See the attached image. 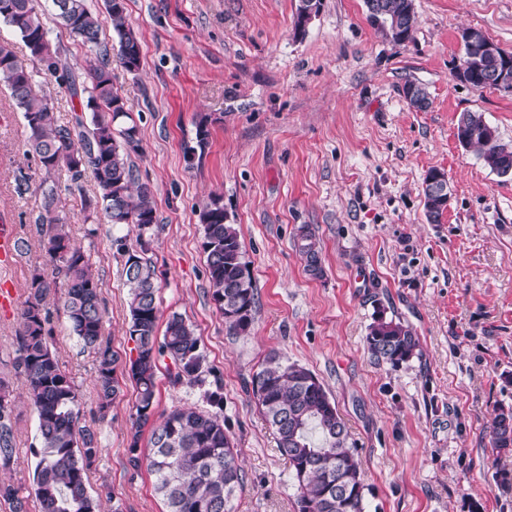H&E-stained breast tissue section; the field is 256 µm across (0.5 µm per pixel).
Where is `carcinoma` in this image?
<instances>
[{
  "label": "carcinoma",
  "mask_w": 512,
  "mask_h": 512,
  "mask_svg": "<svg viewBox=\"0 0 512 512\" xmlns=\"http://www.w3.org/2000/svg\"><path fill=\"white\" fill-rule=\"evenodd\" d=\"M380 5V20L369 22L395 42L407 40L416 15L414 0H365ZM56 19L71 37L97 49L88 61L86 76L73 70L61 50L53 49L40 21L34 0H0V21L21 37L33 67H28L7 43H0V84L10 90L23 113L27 153L38 162L42 175L40 212L36 219L51 273L36 270L28 283V295L20 316L22 330L16 336L14 368L23 378L37 416L40 451L33 490L0 480V505L8 512H29L35 497L38 512H102L101 496L88 488V472L101 453L97 432L80 425L81 412L74 381L63 369L50 346L53 313L50 300L63 295L70 328L83 349L96 356V405L98 420L108 416L119 391L117 366L136 387L128 462L134 469L146 466L154 491L166 512H231L235 493L244 486L238 452L224 429L223 393L206 394L213 411L175 408L152 427L151 451L140 452L143 428L154 421L158 405L157 374L161 362L173 385L202 382L199 339L185 318L174 313L159 330L155 266L144 259L147 240L157 223L149 188L138 183L130 162L141 151L139 126L131 121L123 99L114 91L110 50L101 40L103 28L118 39L119 63L129 72L141 64V46L127 23L126 0H104V11L91 10L86 0H59ZM460 58L463 70L456 78L482 90L492 87L490 73L501 64L502 53L484 50L487 39L480 30H462ZM54 76L78 102L80 115L71 124H60L48 99L33 84V70ZM410 107L423 111L430 105L426 88L408 81L402 88ZM459 143L478 152L484 165L500 176H512V146L500 142L496 130L480 112H463L457 120ZM69 173L68 191L81 196L83 211L103 210L113 225H134L139 249L114 240L125 258V285L130 315L129 356L120 361L111 341L103 334L104 309L98 280L84 249L73 244L58 214L57 193L52 184L56 170ZM92 175L98 193L84 190ZM441 170H428L422 183L427 221L435 222L447 208L445 200L430 192ZM204 229L206 275L211 300L224 317L231 335L251 330L256 315L257 290L247 270L245 253L235 225L228 222L224 206L213 200L200 213ZM296 247L307 271L323 273L321 253L312 230L303 226ZM366 349L379 362L398 367L410 361L419 347L413 328L399 318L378 311L365 338ZM252 395L274 429L278 450L288 459L298 484V512H365V484L358 455L324 385L309 369L272 354L252 376ZM7 383L0 378V471L7 472L16 454L15 422ZM490 444L501 452L512 448V408L499 407L490 425Z\"/></svg>",
  "instance_id": "cac0c4a2"
}]
</instances>
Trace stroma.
Instances as JSON below:
<instances>
[{
    "mask_svg": "<svg viewBox=\"0 0 512 512\" xmlns=\"http://www.w3.org/2000/svg\"><path fill=\"white\" fill-rule=\"evenodd\" d=\"M411 37L396 42L367 19L364 0H323L304 36L296 0H126L141 67H112V83L139 124L131 161L154 196L158 224L147 258L158 269L162 316L182 314L204 357L202 385L159 379L157 411L207 409L221 388L224 426L239 451L244 487L233 512H297L295 485L276 437L246 390L268 355L312 371L346 423L362 461L366 512H512V450L493 451L488 431L512 407V177L484 166L456 137L459 115L482 113L512 145V94L455 77L460 33L481 30L512 52V0H414ZM52 46L75 71L93 53L35 0ZM426 86L430 106L409 108L406 81ZM207 119L206 141L197 123ZM25 122L0 85V216L23 246L0 271L26 298L30 274L49 269L35 218L40 189L20 197L14 174L37 175ZM441 170L450 201L428 223L422 182ZM59 169V215L90 253L105 302L104 334L118 354L133 346L124 261L112 244L136 246L133 225L99 218L95 236L80 196ZM219 200L236 224L258 294L248 334L228 335L207 295L200 211ZM314 229L323 273L307 272L296 246ZM51 347L72 377L81 422L102 453L89 484L121 512H163L146 469L127 463L136 387L120 376L107 419L95 423L93 353L83 350L51 300ZM409 324L417 355L393 367L365 346L375 311ZM18 313L0 315V377L9 380L16 455L6 477L33 485L36 414L13 369Z\"/></svg>",
    "mask_w": 512,
    "mask_h": 512,
    "instance_id": "stroma-1",
    "label": "stroma"
}]
</instances>
